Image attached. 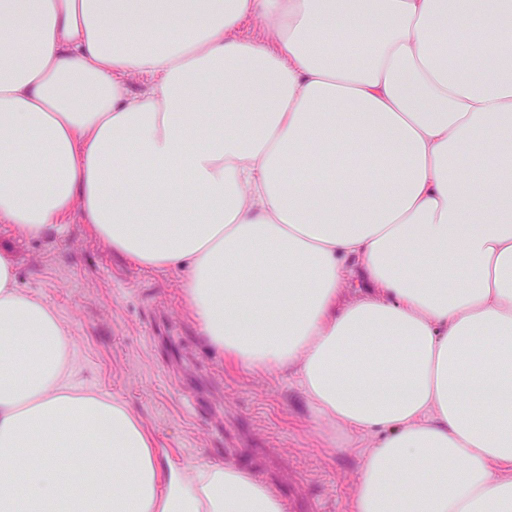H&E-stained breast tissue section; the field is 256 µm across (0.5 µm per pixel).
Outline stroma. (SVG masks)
I'll use <instances>...</instances> for the list:
<instances>
[{
    "label": "stroma",
    "mask_w": 512,
    "mask_h": 512,
    "mask_svg": "<svg viewBox=\"0 0 512 512\" xmlns=\"http://www.w3.org/2000/svg\"><path fill=\"white\" fill-rule=\"evenodd\" d=\"M0 249L20 290L65 325L82 385L124 402L164 460L272 473L298 491L286 512H350L376 434L330 444L295 369L250 371L206 344L185 309L181 271L141 267L76 221L37 239L0 224Z\"/></svg>",
    "instance_id": "1"
}]
</instances>
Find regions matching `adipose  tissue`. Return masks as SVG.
<instances>
[{
	"label": "adipose tissue",
	"instance_id": "adipose-tissue-1",
	"mask_svg": "<svg viewBox=\"0 0 512 512\" xmlns=\"http://www.w3.org/2000/svg\"><path fill=\"white\" fill-rule=\"evenodd\" d=\"M75 218L181 270L201 336L297 368L317 420L381 431L353 512H512V0H0V224ZM69 347L0 251V512H285L163 464Z\"/></svg>",
	"mask_w": 512,
	"mask_h": 512
}]
</instances>
